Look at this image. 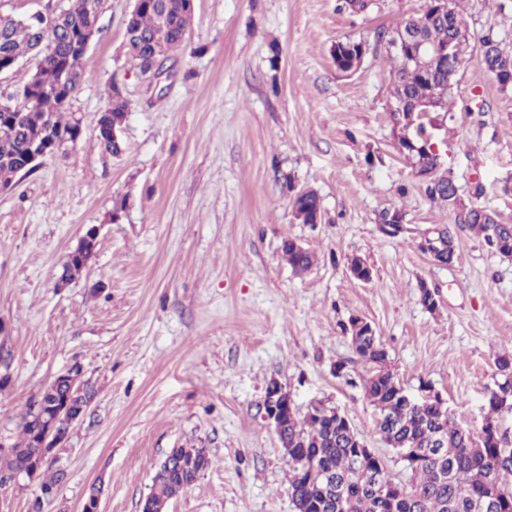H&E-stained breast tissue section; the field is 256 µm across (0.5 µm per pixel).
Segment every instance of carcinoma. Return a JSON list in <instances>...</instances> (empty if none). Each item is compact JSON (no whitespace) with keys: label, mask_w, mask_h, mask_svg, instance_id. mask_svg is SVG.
<instances>
[{"label":"carcinoma","mask_w":512,"mask_h":512,"mask_svg":"<svg viewBox=\"0 0 512 512\" xmlns=\"http://www.w3.org/2000/svg\"><path fill=\"white\" fill-rule=\"evenodd\" d=\"M457 0H449L448 14L441 16L425 8L421 16L402 20L395 28L377 32L376 41L410 33L432 47L451 41L461 44L460 55L432 59L424 66L407 63L404 56L388 52L391 61L390 86L402 91V112H392L389 119L401 117L417 103L438 93L435 106L443 108L455 77L471 50L478 52L484 69L492 74L501 91L512 92V44L487 35L473 44L470 31L457 10ZM91 0H69L59 12L12 17L0 15V64L10 63L28 54L40 59L24 85L21 100L0 106V182H10L19 164L36 144L56 143L65 148L80 139L71 100L84 82L80 60L84 51L75 46L90 27ZM194 7L190 0H139L126 21V55L138 69L156 56L170 59L173 50L185 41ZM130 103L123 89L109 85L107 105L100 118L96 140L106 153L118 156L123 149L112 143L105 121L126 118ZM416 175L421 177L428 198L451 209V224L438 226V237L446 246L436 251L432 260L450 266L456 259L455 239L464 229L483 236L499 254L512 257V224L498 222L494 212L461 201L453 176L443 178L435 172L428 154L421 149L401 151ZM292 208L309 216L321 215V199L312 189H301L291 197ZM96 244L87 243L78 253L66 255L61 278L72 281L92 258ZM283 256L298 274L313 266L314 254L307 248L288 242ZM357 357L372 365L371 375L363 382L370 404L383 415L376 421V431L395 453H409L405 483L389 478L385 461L375 456L364 462L354 454L361 437L351 432L331 409L318 406L301 417L292 410L285 418L282 440L290 448H304L313 462L305 473L293 465L290 483L292 499L304 512H512L491 508L485 500L488 488L503 472L512 473V445L491 430L492 419L478 433L463 427L454 416L442 414L431 406H410L396 397L399 381L391 371L387 351L379 336L359 329L350 336ZM497 368L503 382L496 392L512 394V360L499 357ZM93 391L70 390L50 381L38 399L21 418V439L0 452V484L4 476L33 471L41 478V491H51L59 481L45 477L46 464L39 462V428L42 420L58 405H69L75 414L86 410ZM168 466L158 468L152 490L142 505V512H163L179 492L193 486L210 460L205 448H173L167 454ZM336 478L344 496L336 501L325 497L324 478Z\"/></svg>","instance_id":"obj_1"}]
</instances>
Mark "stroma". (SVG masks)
Wrapping results in <instances>:
<instances>
[{
	"label": "stroma",
	"mask_w": 512,
	"mask_h": 512,
	"mask_svg": "<svg viewBox=\"0 0 512 512\" xmlns=\"http://www.w3.org/2000/svg\"><path fill=\"white\" fill-rule=\"evenodd\" d=\"M426 0H194L174 62L146 85L127 62L133 0H101L71 109L83 134L0 189V440L12 443L28 404L77 364L95 396L54 451L62 472L43 512H141L173 448H204L209 467L166 512H294L292 465L263 418L274 381L306 413L345 414L393 481L408 478L375 431L376 412L342 327H374L409 393L430 383L458 423L480 431L512 356V257L475 233L457 235L452 266L435 265L420 233L449 224L399 153L387 112L388 66L369 51L356 72L333 61L337 41H373L377 28L418 14ZM473 39L512 42V0H463ZM121 76L131 102L115 157L95 143L106 88ZM435 142L465 202L512 224V93L470 55L448 96ZM312 189L323 220L293 216L291 189ZM404 210L407 231L382 234L380 211ZM95 255L68 287L61 263L86 225ZM294 239L316 256L295 274ZM361 256L369 282L347 261ZM437 292L426 311L419 284ZM345 363L347 377L336 375Z\"/></svg>",
	"instance_id": "35a3bbf8"
}]
</instances>
